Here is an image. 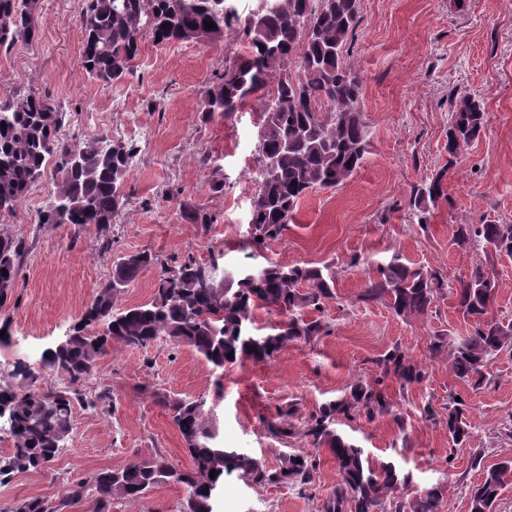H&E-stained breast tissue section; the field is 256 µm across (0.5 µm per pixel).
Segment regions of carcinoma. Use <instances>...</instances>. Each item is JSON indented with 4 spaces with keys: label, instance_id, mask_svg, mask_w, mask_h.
Segmentation results:
<instances>
[{
    "label": "carcinoma",
    "instance_id": "cac0c4a2",
    "mask_svg": "<svg viewBox=\"0 0 512 512\" xmlns=\"http://www.w3.org/2000/svg\"><path fill=\"white\" fill-rule=\"evenodd\" d=\"M35 0H0V51L18 43H32L40 33ZM273 7L257 9L241 18L228 16L224 0H78V22L85 39L79 67L89 78L110 87L129 71L143 40L171 43L196 29L212 44L224 41L231 21L243 23L250 37V54L224 70L219 81L205 87L198 111L204 119L226 118L249 99L258 102L257 190L251 206L253 237L275 241L288 230V220L300 200L315 190H328L349 179L360 167L370 145L364 121L361 75L345 58V47L358 23L359 0H270ZM215 28L208 30L205 22ZM8 117L0 130V217L14 213L18 204L40 182L48 167L56 173L53 204L42 211L40 224L114 223L128 198L121 185L134 157L131 144L108 135L71 143L58 137L66 112L48 97L33 91L0 101ZM448 155L456 158L485 132L490 115L470 94L453 96L449 103ZM446 171L412 188L407 213L411 223L424 227L439 200H448ZM181 218L191 224L214 222L212 215L183 199ZM453 243L464 250L482 249L486 255L512 257V223L457 224ZM26 252L23 238L0 230V307L10 298ZM157 264L148 252L127 255L112 271L71 331L67 344L41 357L40 370L16 372L23 385L0 389V404L13 411L12 448L3 454L14 472L39 470L53 461L72 432L75 406L95 409L106 395L87 397L82 387L99 361L112 352V343L145 348L161 340L192 348L215 369L227 363L268 362L288 344L310 343L328 334L330 325L309 311H322L336 297L332 266H282L263 269L257 280L231 275L217 277L215 265L192 257L160 276L153 297L120 310L116 302L125 284ZM8 275H3V272ZM448 290L443 273L401 262L397 258L377 266L376 276L358 300L380 303L399 317L425 315ZM496 282L475 262L455 290L456 308L472 321L466 336L437 333L430 337L428 357L445 352L454 377L477 389L486 384L489 364L504 349H512V319L489 316ZM275 312L279 320L270 332L255 336L243 332L256 309ZM253 351H248V348ZM378 376L358 380L341 397L319 406L298 421L288 405L273 419L264 420L267 432L280 439L301 436L313 447L333 456L340 480L323 500L319 512H441L445 487L437 483L403 500L398 492L413 486L411 472L391 461H374L364 449L342 436L336 425L363 417L369 421L389 416L399 430L404 417L389 402L380 385L389 376L402 390L423 382L428 366L394 347L375 360ZM64 377L58 387L43 369ZM180 432L191 464L182 468L155 454L137 458L118 469H101L90 484L77 483L60 498L59 512H68L84 499L92 512H112L121 501H136L161 483L185 486L188 497L182 512H215L224 477L234 473L251 477L259 486L293 484L306 489L315 482L316 457L288 453L269 468L256 457L219 442L210 414L193 397L160 396ZM466 402L448 394L444 413L427 409L431 421L442 424L455 445L470 436ZM216 477L210 478V471ZM512 479V459L494 464L474 489L470 512H494L502 490ZM43 496L15 501L11 512H43Z\"/></svg>",
    "mask_w": 512,
    "mask_h": 512
}]
</instances>
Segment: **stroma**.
I'll return each instance as SVG.
<instances>
[{"label":"stroma","instance_id":"35a3bbf8","mask_svg":"<svg viewBox=\"0 0 512 512\" xmlns=\"http://www.w3.org/2000/svg\"><path fill=\"white\" fill-rule=\"evenodd\" d=\"M35 13L41 36L18 44L13 65L0 68V99L39 92L66 111L69 138L105 132L133 144L137 153L122 184L128 203L106 233L94 226L39 223L55 190L53 171L23 201L28 220L10 230L24 238L27 251L11 298L0 309V325L8 327L0 341V383H12L16 368L34 365L37 354L56 346L111 277L115 262L129 254L147 251L159 263L126 288L118 300L122 307L148 301L163 268L189 256L237 277L275 264H329L336 270V297L322 312L329 335L288 344L272 361L229 364L220 373L187 346L113 344L85 383L93 395L110 391L106 406L75 407L66 448L46 469L0 484V512L21 497L64 496L99 469L138 457L160 454L188 467L185 443L155 398L159 392L215 401L225 447L246 450L267 466H277L285 452L318 454L315 482L304 492L225 477L220 512H317L339 480L332 455L300 437L276 439L263 421L290 403L299 418H307L354 381L374 377L375 359L391 347L427 360L435 332L470 331V320L449 295L412 320L358 296L377 265L395 256L440 271L449 287H457L477 256L454 245V226L512 222V0H360L350 62L363 79L368 152L343 185L307 194L283 237L263 244L254 241L249 224L259 107L251 101L231 117L208 120L198 111L202 89L247 56L242 29L228 31L217 44L144 41L129 72L105 88L77 64L83 46L77 0H36ZM457 93L479 97L490 124L452 162L448 98ZM203 154L214 160L215 170L200 166ZM441 170L447 204L426 227L409 223L411 188ZM215 177L224 181L218 194L209 188ZM182 199L211 214L214 224L183 221ZM355 255L361 259L356 267L350 264ZM428 362L426 379L408 392H400L394 380L385 383L404 428L383 416L360 418L338 431L371 458L412 471L416 489L446 483L442 512H469L485 467L512 457L506 434L512 424V350L497 354L488 383L477 390L457 380L446 359ZM452 391L466 401L471 425L469 440L459 446L425 416L426 408L441 409ZM478 451L483 459L475 467L471 460ZM187 495L184 486L163 483L114 512H180Z\"/></svg>","mask_w":512,"mask_h":512}]
</instances>
